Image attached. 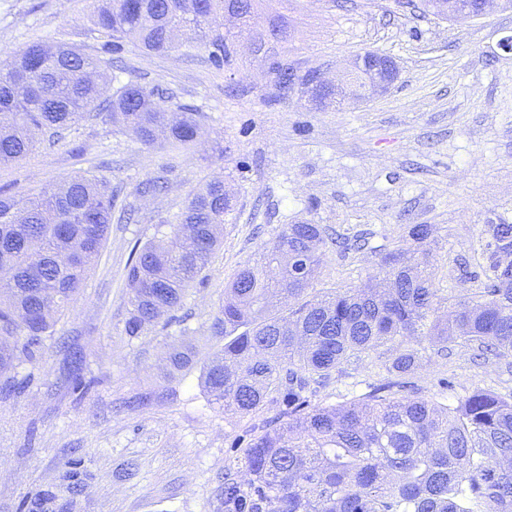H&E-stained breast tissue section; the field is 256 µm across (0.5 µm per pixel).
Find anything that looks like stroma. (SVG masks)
I'll use <instances>...</instances> for the list:
<instances>
[{"label": "stroma", "mask_w": 512, "mask_h": 512, "mask_svg": "<svg viewBox=\"0 0 512 512\" xmlns=\"http://www.w3.org/2000/svg\"><path fill=\"white\" fill-rule=\"evenodd\" d=\"M98 0H0V60L33 40L68 44L100 60L107 90L134 81L166 106L203 115L187 150L148 146L107 112L58 135H41L25 159L0 164V193L33 196L93 174L118 188L117 211L83 288L35 358L0 372V512H28L41 492L47 512H217L232 442L277 409L236 416L210 405L198 367L173 374L168 346L193 347L200 362L224 345L211 324L237 269L282 225L321 224L363 236L367 249L328 253L314 288H355L379 273L378 251L403 245L409 224H431L430 269L439 315L467 295L455 263L470 259L483 224L512 221V7L453 20L426 0H254L251 17L218 16L230 55L216 69L205 36L182 31L158 54L126 40L119 57L93 22ZM394 59L386 91L336 107L281 89L278 71H317L344 87L357 55ZM222 142L223 154L211 153ZM165 188L140 193L149 180ZM220 179L233 197L223 242L204 279L187 288L175 322L126 336L125 270L132 250L170 223L192 194ZM84 357L69 381L67 349ZM385 369L378 353L347 366L319 403L365 393ZM453 384L441 390L440 380ZM412 382L451 402L476 389L512 394V357L474 362L455 342L427 353Z\"/></svg>", "instance_id": "1"}]
</instances>
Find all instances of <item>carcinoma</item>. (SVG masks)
I'll return each mask as SVG.
<instances>
[{"label":"carcinoma","instance_id":"carcinoma-1","mask_svg":"<svg viewBox=\"0 0 512 512\" xmlns=\"http://www.w3.org/2000/svg\"><path fill=\"white\" fill-rule=\"evenodd\" d=\"M224 0H107L93 12L113 48L133 38L165 52L182 27L211 26ZM211 60L224 64L216 34ZM100 62L64 45L32 42L0 65V164L27 157L35 132L60 129L102 108L141 143L158 136L174 148L195 142L202 119L172 111L129 81L100 99L93 80ZM115 195L89 177L64 190L16 198L0 194V370L32 357L82 288L106 241ZM232 210L224 182L199 187L177 223L160 224L126 268L129 316L125 333L140 336L176 311L186 289L221 245L218 228ZM416 248L380 253L382 278L330 295L311 293L330 246L348 248L321 224H284L255 263L234 274L214 318L224 348L204 363L201 385L226 413L253 414L269 403L278 416L235 440L224 469V512H512V394L476 389L453 405L424 399L408 381L432 349L457 338L478 356H512V223L484 225L474 251L476 270L460 283L470 299L446 323L428 272L431 224H409ZM387 378L334 407L316 403L331 378L377 350ZM174 370L193 363L172 345Z\"/></svg>","mask_w":512,"mask_h":512}]
</instances>
